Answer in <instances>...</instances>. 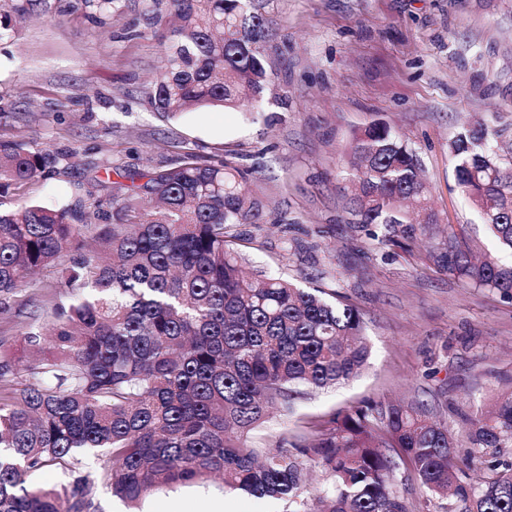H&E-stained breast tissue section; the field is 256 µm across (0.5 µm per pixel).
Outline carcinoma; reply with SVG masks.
Wrapping results in <instances>:
<instances>
[{
	"label": "carcinoma",
	"instance_id": "cac0c4a2",
	"mask_svg": "<svg viewBox=\"0 0 512 512\" xmlns=\"http://www.w3.org/2000/svg\"><path fill=\"white\" fill-rule=\"evenodd\" d=\"M91 17L124 0H81ZM37 0H0V41ZM163 29L154 111L173 117L195 106L251 112L279 58L270 22L254 0H145ZM508 129L484 123L450 141L455 181L502 250L512 254V145ZM359 163L340 192L353 224H385L412 241L441 223L429 204L418 154L383 122L356 132ZM68 156L0 141V197L55 171ZM100 194L60 209L0 208V293L40 288L32 275L58 268L65 300L26 323L33 355L21 365L0 343V512H98L95 487L137 502L161 485L212 476L285 512H410L394 474L409 471L448 512H512V466L478 485L462 468L512 445V391L459 436L424 404L373 400L335 413L313 439L248 444L270 408L288 411L305 389L357 377L369 347L351 303L282 278L248 276L231 226L254 224L260 205L229 162L193 155L167 168L128 172ZM104 216L91 224L89 211ZM429 257L474 288L512 297V267L478 260L448 234ZM104 448L95 475L45 488L32 475L53 465L74 473L80 450ZM330 488L309 501L311 468Z\"/></svg>",
	"mask_w": 512,
	"mask_h": 512
}]
</instances>
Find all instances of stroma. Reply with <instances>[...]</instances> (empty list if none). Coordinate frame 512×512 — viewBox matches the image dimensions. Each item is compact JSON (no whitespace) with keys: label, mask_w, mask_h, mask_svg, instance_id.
Wrapping results in <instances>:
<instances>
[{"label":"stroma","mask_w":512,"mask_h":512,"mask_svg":"<svg viewBox=\"0 0 512 512\" xmlns=\"http://www.w3.org/2000/svg\"><path fill=\"white\" fill-rule=\"evenodd\" d=\"M47 13L16 23L0 43V140L65 154L50 175L16 195L56 208L88 179L175 164L192 153L230 160L248 174L264 223L238 224L251 272L347 297L365 322L372 356L361 376L306 391L290 412L272 411L260 434L314 438L336 412L372 399L420 400L450 432L512 390V298L468 287L426 259L448 230L474 251L499 247L460 194L449 140L483 118L512 123V0H256L286 52L276 66L283 97L256 112L202 107L167 119L154 112L161 66L140 0L93 23L79 0H48ZM381 121L420 156L441 223L431 241L390 242L386 225L351 223L338 189L339 159L354 130ZM51 294L0 295V339L23 357L22 327ZM140 512H282L284 505L220 481L165 487Z\"/></svg>","instance_id":"35a3bbf8"}]
</instances>
